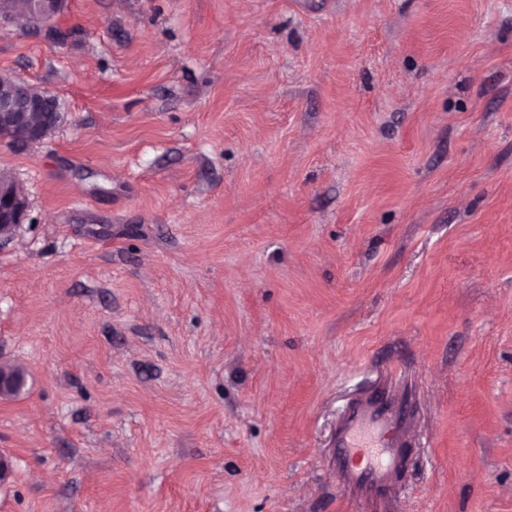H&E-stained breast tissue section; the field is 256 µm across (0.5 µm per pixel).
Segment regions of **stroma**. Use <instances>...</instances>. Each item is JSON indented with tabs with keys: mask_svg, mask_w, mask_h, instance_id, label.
I'll list each match as a JSON object with an SVG mask.
<instances>
[{
	"mask_svg": "<svg viewBox=\"0 0 512 512\" xmlns=\"http://www.w3.org/2000/svg\"><path fill=\"white\" fill-rule=\"evenodd\" d=\"M0 74L62 113L0 139V512H512V0H65ZM23 191L14 181L0 176V242L12 238L26 216ZM8 364L0 365V396L9 395L15 388L17 377L21 381L22 385L11 395V397H16L22 393L27 384V372L21 366H12L14 373L5 368ZM415 438L405 400L371 392L351 404L336 431L334 463L343 484L359 494L386 493Z\"/></svg>",
	"mask_w": 512,
	"mask_h": 512,
	"instance_id": "1",
	"label": "stroma"
}]
</instances>
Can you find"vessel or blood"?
I'll return each mask as SVG.
<instances>
[{"label":"vessel or blood","mask_w":512,"mask_h":512,"mask_svg":"<svg viewBox=\"0 0 512 512\" xmlns=\"http://www.w3.org/2000/svg\"><path fill=\"white\" fill-rule=\"evenodd\" d=\"M414 438V415L406 401L369 393L346 409L336 431V472L352 491L384 494L403 468Z\"/></svg>","instance_id":"obj_1"}]
</instances>
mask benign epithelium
Wrapping results in <instances>:
<instances>
[{"label": "benign epithelium", "instance_id": "7a95c632", "mask_svg": "<svg viewBox=\"0 0 512 512\" xmlns=\"http://www.w3.org/2000/svg\"><path fill=\"white\" fill-rule=\"evenodd\" d=\"M59 0H33L26 24L48 25L58 14ZM58 100L46 89L26 93L0 88V131L22 146L41 143L49 135L50 125L57 111ZM26 216L23 191L14 181L0 176V242L12 238Z\"/></svg>", "mask_w": 512, "mask_h": 512}]
</instances>
